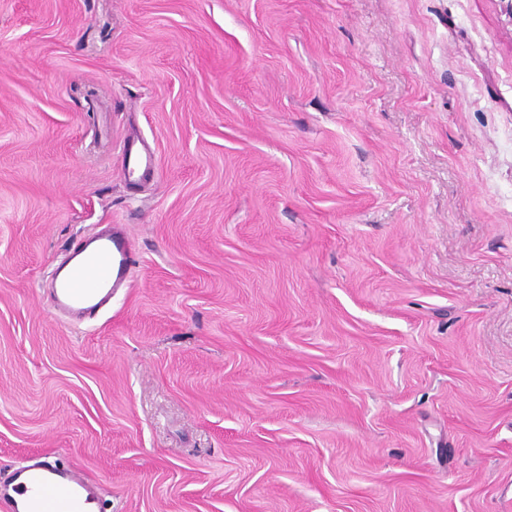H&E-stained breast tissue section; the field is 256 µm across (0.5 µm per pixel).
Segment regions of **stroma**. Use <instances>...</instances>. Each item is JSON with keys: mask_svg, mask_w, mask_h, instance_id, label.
Masks as SVG:
<instances>
[{"mask_svg": "<svg viewBox=\"0 0 512 512\" xmlns=\"http://www.w3.org/2000/svg\"><path fill=\"white\" fill-rule=\"evenodd\" d=\"M110 224L125 287L57 314ZM33 457L101 512H512L498 0H0V467ZM123 157L124 173L130 180H135L142 172L156 167V158L144 143L141 147L135 141L127 142L123 149ZM135 255L132 241L115 231L78 245L53 273V306L75 316L106 308L124 285Z\"/></svg>", "mask_w": 512, "mask_h": 512, "instance_id": "obj_1", "label": "stroma"}]
</instances>
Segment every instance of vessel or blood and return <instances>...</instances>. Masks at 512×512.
<instances>
[{
  "mask_svg": "<svg viewBox=\"0 0 512 512\" xmlns=\"http://www.w3.org/2000/svg\"><path fill=\"white\" fill-rule=\"evenodd\" d=\"M123 157L124 173L131 180L156 166L150 149L134 141L125 144ZM135 255L132 241L117 232L98 235L94 246L78 245L53 273L54 307L75 316L106 308L124 285ZM95 488L79 467L36 460L0 483V499L8 500L10 512H100Z\"/></svg>",
  "mask_w": 512,
  "mask_h": 512,
  "instance_id": "obj_1",
  "label": "vessel or blood"
}]
</instances>
